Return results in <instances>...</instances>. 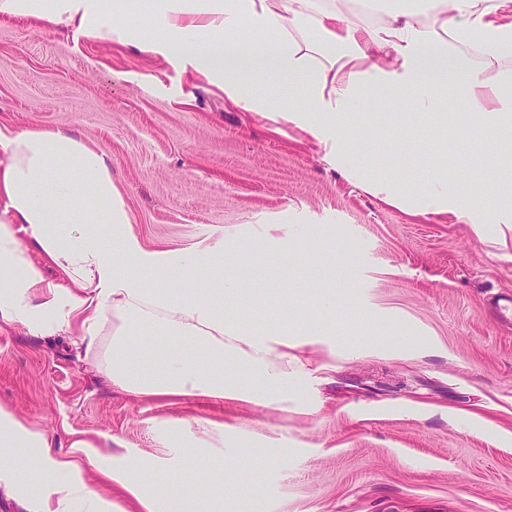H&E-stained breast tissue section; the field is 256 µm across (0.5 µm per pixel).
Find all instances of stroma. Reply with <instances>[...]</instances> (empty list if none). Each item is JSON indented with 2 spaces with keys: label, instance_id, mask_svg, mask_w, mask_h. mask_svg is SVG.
I'll return each mask as SVG.
<instances>
[{
  "label": "stroma",
  "instance_id": "1",
  "mask_svg": "<svg viewBox=\"0 0 512 512\" xmlns=\"http://www.w3.org/2000/svg\"><path fill=\"white\" fill-rule=\"evenodd\" d=\"M349 172L292 126L226 103L177 62L0 13V125L62 127L112 161L145 243L223 236L244 259L241 315L330 329L294 349L303 374L287 401L138 398L102 373L112 346L0 323V405L103 451L170 461L186 495L207 471L181 466L169 426L232 469L249 499L224 512H512V239L440 215H411L361 188V169L408 189L447 168L482 196L507 191L472 164L465 105L448 130L403 106H363ZM281 283L276 306L257 291ZM326 283L323 308L312 290Z\"/></svg>",
  "mask_w": 512,
  "mask_h": 512
}]
</instances>
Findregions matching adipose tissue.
Returning a JSON list of instances; mask_svg holds the SVG:
<instances>
[{
  "label": "adipose tissue",
  "mask_w": 512,
  "mask_h": 512,
  "mask_svg": "<svg viewBox=\"0 0 512 512\" xmlns=\"http://www.w3.org/2000/svg\"><path fill=\"white\" fill-rule=\"evenodd\" d=\"M139 5L0 0V13L71 26L179 62L233 105L300 129L341 167L353 145L345 117L367 99L409 103L436 125L465 103L490 157L512 139V73L490 72L512 59V0H373L371 25L353 20L343 0H153L150 37L123 23ZM228 34L238 37L229 48ZM462 47L474 48L478 62L461 57ZM283 82L287 97L262 95ZM358 181L411 213L445 214L477 228L512 223L511 199L492 206L444 168L413 193L367 174ZM0 199V322L34 336L66 331L90 343L111 325L104 373L129 394L281 401L290 350L320 341L234 316L244 280L226 271L223 241L149 248L112 179L111 159L69 130L0 128ZM34 250L43 265L31 261ZM46 265L59 283L46 280ZM145 332L175 340L178 350L138 364L136 338ZM89 465L120 498L87 484ZM167 469L103 455L86 439L55 454L45 431L0 406V484L20 491L30 512H224L225 499L251 493L220 472L188 497Z\"/></svg>",
  "instance_id": "1"
}]
</instances>
